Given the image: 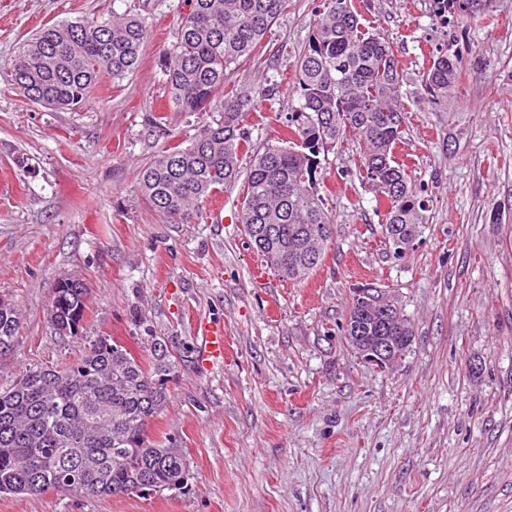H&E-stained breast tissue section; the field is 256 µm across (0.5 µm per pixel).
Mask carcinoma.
I'll return each instance as SVG.
<instances>
[{"mask_svg": "<svg viewBox=\"0 0 512 512\" xmlns=\"http://www.w3.org/2000/svg\"><path fill=\"white\" fill-rule=\"evenodd\" d=\"M290 0H188L178 37L160 53L170 108L218 112L183 145H170L137 174L142 196L167 224H190L199 205L245 177L241 221L270 268L288 281L306 278L336 234L319 194L320 156L355 137V175L384 208V239L402 255L426 223V205L396 160L406 113L399 61L389 39L360 22L352 0H319L307 44L295 63L299 106L281 121L287 138L254 146L242 127L245 108L273 101L278 84H234L262 47ZM148 39L138 14L46 23L19 48L8 82L37 104L77 110L101 78L123 79L142 62ZM456 53L438 55L424 74L433 101H445L462 80ZM252 154L246 172L241 153ZM88 295L80 279L53 287L49 304L83 338ZM20 317L0 309V354L13 350ZM174 364L157 355L147 366L114 336L88 341L83 355L61 366L23 371L0 390V493L39 496L81 485V495L160 494L184 487L183 450L150 425L169 399Z\"/></svg>", "mask_w": 512, "mask_h": 512, "instance_id": "cac0c4a2", "label": "carcinoma"}]
</instances>
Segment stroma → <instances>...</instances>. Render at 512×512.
<instances>
[{
    "label": "stroma",
    "instance_id": "stroma-1",
    "mask_svg": "<svg viewBox=\"0 0 512 512\" xmlns=\"http://www.w3.org/2000/svg\"><path fill=\"white\" fill-rule=\"evenodd\" d=\"M318 0H291L249 78L281 83L271 109L246 112L254 142L277 137L297 105L296 56ZM403 68L396 150L428 207L413 246L393 257L383 216L350 184L358 145L329 152L321 193L338 226L321 265L289 282L249 246L242 184L166 224L138 171L212 112H168L160 52L185 0H0V73L45 22L141 14L140 67L104 77L86 108L51 111L0 80V296L20 313L0 356V388L24 369L78 358L82 341L47 319L58 276L89 288L84 333L115 336L144 361L161 342L176 367L152 424L183 448L188 486L151 496H0V512H512V0L454 15L437 0H353ZM458 53L465 73L434 105L423 75ZM167 114L168 134L152 124ZM389 291L413 342L392 371L371 368L338 327L355 288ZM224 329L222 365L199 369L195 328Z\"/></svg>",
    "mask_w": 512,
    "mask_h": 512
}]
</instances>
